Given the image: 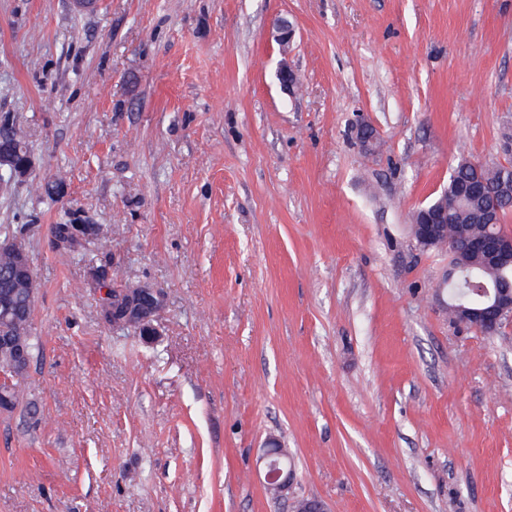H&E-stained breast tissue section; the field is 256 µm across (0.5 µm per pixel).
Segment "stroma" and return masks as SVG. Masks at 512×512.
Returning <instances> with one entry per match:
<instances>
[{
	"label": "stroma",
	"instance_id": "1",
	"mask_svg": "<svg viewBox=\"0 0 512 512\" xmlns=\"http://www.w3.org/2000/svg\"><path fill=\"white\" fill-rule=\"evenodd\" d=\"M4 118L37 291L0 512H512V320L453 321L412 236L460 158L512 162V0H0ZM143 285L149 341L101 315ZM5 165L11 169V181L22 180L30 175L33 168V159L30 155L17 158L11 151L7 148H1L0 145V167L2 168ZM278 448H281L279 443L270 441L259 458V463L263 467L265 487L276 496L288 489V485L292 481V473L288 470V464L280 463L279 459L284 456Z\"/></svg>",
	"mask_w": 512,
	"mask_h": 512
}]
</instances>
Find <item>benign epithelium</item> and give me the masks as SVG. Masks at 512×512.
Returning <instances> with one entry per match:
<instances>
[{
  "mask_svg": "<svg viewBox=\"0 0 512 512\" xmlns=\"http://www.w3.org/2000/svg\"><path fill=\"white\" fill-rule=\"evenodd\" d=\"M295 31L286 19L279 20L274 27L273 37L282 46L293 41ZM9 166L10 180L27 178L33 168L32 156L16 157L11 151L0 147V167ZM412 233L416 245L428 250L433 247L448 249L450 258L445 281L455 276L456 262L463 256L485 260L500 269H512V236L503 233L487 232L484 235L470 236L464 232L456 235L448 226V204L441 201L432 207H424L417 211L412 224ZM0 254L9 256L10 264L0 270V274L8 277L17 274L34 283V272L29 255L20 243L6 239L0 242ZM472 292L489 294L487 302L480 307L459 305L456 307L460 322L471 326L485 335L495 334L504 321L512 319V284H498L493 292H488L482 283H471ZM164 299L152 288L112 289V304H104V315L112 324H121L136 330L139 335L148 338L154 334L151 321L162 310ZM10 349L11 356L0 370V410L11 408L8 393L12 381L22 376L29 368L32 356L26 343L21 338H14L0 331V350ZM283 454L280 444L271 441L259 458L264 472V484L267 490L279 496L288 489L292 481V473L288 465L280 462Z\"/></svg>",
  "mask_w": 512,
  "mask_h": 512,
  "instance_id": "1",
  "label": "benign epithelium"
}]
</instances>
